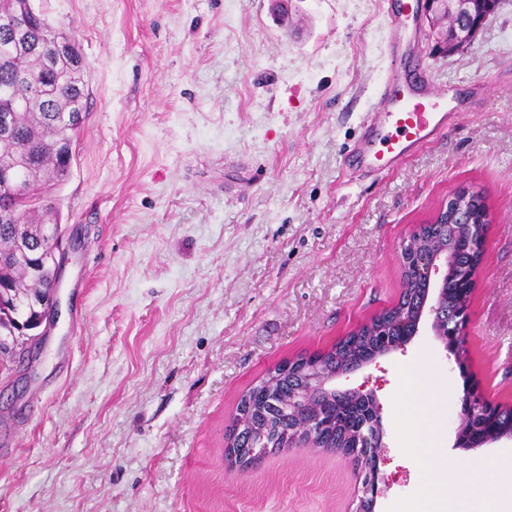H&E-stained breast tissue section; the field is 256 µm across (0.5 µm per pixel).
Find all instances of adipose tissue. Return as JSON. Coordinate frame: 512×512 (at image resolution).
<instances>
[{
	"mask_svg": "<svg viewBox=\"0 0 512 512\" xmlns=\"http://www.w3.org/2000/svg\"><path fill=\"white\" fill-rule=\"evenodd\" d=\"M469 466L475 470V477L464 481L450 476L440 482L427 484L426 493L446 501L450 512H477L478 503L501 498L512 502V482L504 485L495 478L481 477L480 472L485 468L482 461H470Z\"/></svg>",
	"mask_w": 512,
	"mask_h": 512,
	"instance_id": "ef3b65f1",
	"label": "adipose tissue"
}]
</instances>
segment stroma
<instances>
[{
  "mask_svg": "<svg viewBox=\"0 0 512 512\" xmlns=\"http://www.w3.org/2000/svg\"><path fill=\"white\" fill-rule=\"evenodd\" d=\"M33 5L74 36L90 99L57 194L75 239L59 321L0 363V512H354L352 457L307 444L232 470L224 434L269 370L397 304L404 241L461 188L489 220L463 364L425 318L330 386L382 408L374 512H420L423 480L468 460L506 466L512 440L454 439L464 392L512 406V0L455 53L421 12L434 81L489 91L376 181L345 158L376 109L387 0ZM435 428L439 452L403 453Z\"/></svg>",
  "mask_w": 512,
  "mask_h": 512,
  "instance_id": "stroma-1",
  "label": "stroma"
}]
</instances>
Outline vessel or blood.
<instances>
[{
	"mask_svg": "<svg viewBox=\"0 0 512 512\" xmlns=\"http://www.w3.org/2000/svg\"><path fill=\"white\" fill-rule=\"evenodd\" d=\"M420 8L419 0H390L391 64L376 87L380 109L363 123L351 149L361 173L383 176L435 142L458 115L455 96L413 66L402 49Z\"/></svg>",
	"mask_w": 512,
	"mask_h": 512,
	"instance_id": "1",
	"label": "vessel or blood"
}]
</instances>
